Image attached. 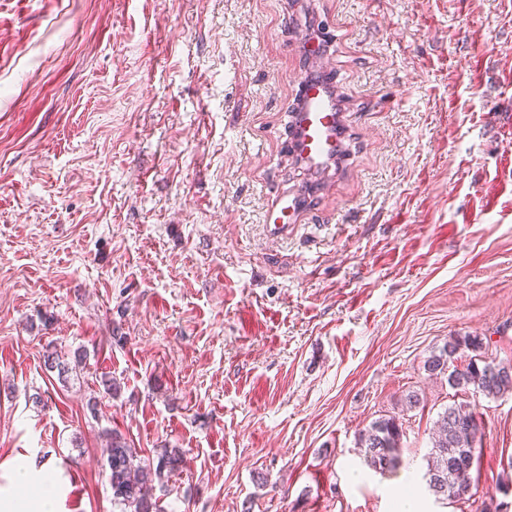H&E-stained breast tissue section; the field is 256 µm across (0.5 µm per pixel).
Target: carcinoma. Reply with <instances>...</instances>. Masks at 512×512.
<instances>
[{"mask_svg": "<svg viewBox=\"0 0 512 512\" xmlns=\"http://www.w3.org/2000/svg\"><path fill=\"white\" fill-rule=\"evenodd\" d=\"M486 344L478 336H452L444 345L431 352L424 363L430 375H448V385L464 393L474 391L487 398H497L512 392V364L497 362L485 355ZM470 352L467 364L457 365L459 358ZM481 422L476 412L463 405H451L439 414L432 449L427 458L429 482L443 488L435 496L461 501L470 495L473 481L459 483L461 471H473L478 462L476 442ZM107 447V480L112 489L113 506L120 512H162L152 494V477L179 469L183 454L177 449L166 450L154 465L137 460L136 449L119 431H105ZM402 423L395 415L373 421L359 436L364 448V461L384 474L399 463Z\"/></svg>", "mask_w": 512, "mask_h": 512, "instance_id": "cac0c4a2", "label": "carcinoma"}]
</instances>
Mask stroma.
<instances>
[{
	"mask_svg": "<svg viewBox=\"0 0 512 512\" xmlns=\"http://www.w3.org/2000/svg\"><path fill=\"white\" fill-rule=\"evenodd\" d=\"M312 29L347 159L273 239ZM453 335L512 363V0H0V489L21 458L57 512H117L109 428L182 451L166 512H512V393L424 369ZM454 404L483 422L463 503L424 478ZM386 414L383 475L358 436ZM402 432V423L396 415L373 421L359 436L365 463L381 474L394 470L399 463Z\"/></svg>",
	"mask_w": 512,
	"mask_h": 512,
	"instance_id": "obj_1",
	"label": "stroma"
}]
</instances>
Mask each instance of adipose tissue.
<instances>
[{"instance_id":"obj_1","label":"adipose tissue","mask_w":512,"mask_h":512,"mask_svg":"<svg viewBox=\"0 0 512 512\" xmlns=\"http://www.w3.org/2000/svg\"><path fill=\"white\" fill-rule=\"evenodd\" d=\"M8 478L13 487L0 497V512H54L59 490L55 472H32L27 463H13Z\"/></svg>"}]
</instances>
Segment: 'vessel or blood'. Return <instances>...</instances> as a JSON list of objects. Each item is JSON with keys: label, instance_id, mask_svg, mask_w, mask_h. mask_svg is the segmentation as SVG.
<instances>
[{"label": "vessel or blood", "instance_id": "1", "mask_svg": "<svg viewBox=\"0 0 512 512\" xmlns=\"http://www.w3.org/2000/svg\"><path fill=\"white\" fill-rule=\"evenodd\" d=\"M321 36H297L301 54L317 68L300 80L301 92L290 109L293 156L308 179L302 191H280L268 200L261 221L272 237L301 223L310 203L328 193L343 166L347 126L339 104V83L332 75Z\"/></svg>", "mask_w": 512, "mask_h": 512}]
</instances>
